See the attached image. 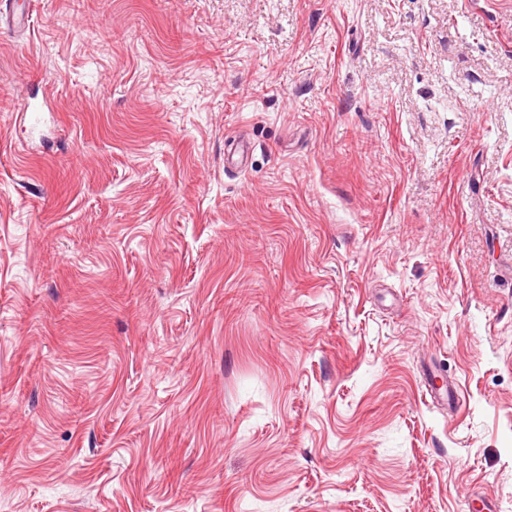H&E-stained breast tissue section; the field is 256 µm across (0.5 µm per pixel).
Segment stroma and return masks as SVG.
I'll return each mask as SVG.
<instances>
[{
	"mask_svg": "<svg viewBox=\"0 0 512 512\" xmlns=\"http://www.w3.org/2000/svg\"><path fill=\"white\" fill-rule=\"evenodd\" d=\"M9 11L0 512H512V0ZM426 395L429 397L430 401L435 404L440 399L448 398V405L452 406L460 401L458 384L454 381L453 378L448 377L447 381L440 384L438 387H435L432 382L427 383Z\"/></svg>",
	"mask_w": 512,
	"mask_h": 512,
	"instance_id": "obj_1",
	"label": "stroma"
}]
</instances>
